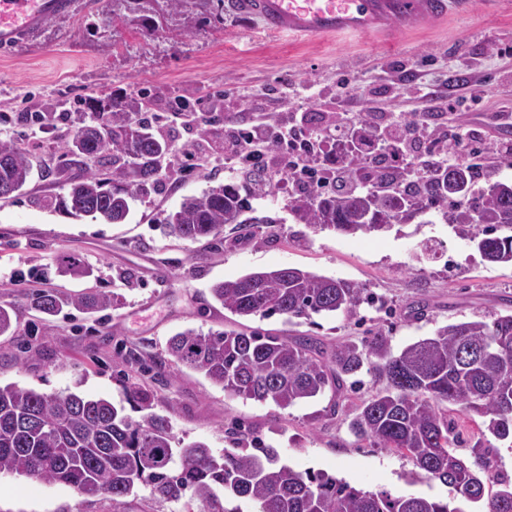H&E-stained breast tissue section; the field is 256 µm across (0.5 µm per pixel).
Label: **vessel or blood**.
Listing matches in <instances>:
<instances>
[{
  "label": "vessel or blood",
  "instance_id": "vessel-or-blood-1",
  "mask_svg": "<svg viewBox=\"0 0 512 512\" xmlns=\"http://www.w3.org/2000/svg\"><path fill=\"white\" fill-rule=\"evenodd\" d=\"M475 0H224L225 13L259 19L277 35L374 36L416 31L470 12ZM69 0H0V39L26 37L35 23L63 12Z\"/></svg>",
  "mask_w": 512,
  "mask_h": 512
}]
</instances>
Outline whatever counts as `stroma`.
<instances>
[{
    "label": "stroma",
    "instance_id": "stroma-1",
    "mask_svg": "<svg viewBox=\"0 0 512 512\" xmlns=\"http://www.w3.org/2000/svg\"><path fill=\"white\" fill-rule=\"evenodd\" d=\"M404 68L436 87L460 74L481 84L480 98L455 102L445 121L456 131H476L488 149L485 169L511 177L512 156L500 146L512 140V123L498 119L497 111L512 106V0L400 33L386 45L362 37L271 35L258 21L226 14L224 0L164 15L127 9L122 0H73L68 13L47 19L29 39L0 43V140L17 142L33 165L21 194L0 201V302L13 308V330L0 335V384L114 402L140 387L153 395L155 412L169 418L176 440L222 451L235 420L250 440L278 448L282 462L297 470H322L369 491L450 498L440 482L405 483L402 475L412 467L407 458L350 433L349 414L378 388L369 373H358L355 385L340 394L281 408L230 395L175 365L167 353L169 339L188 328H261L311 337L327 356L339 341L361 342L380 331L396 355L440 326L512 312V267L482 261L473 243L433 213L386 232H316L288 208L301 186L283 181L270 196L242 187L258 214L279 218L261 225L256 236L231 224L215 240L192 242L160 227L185 197L228 180L229 126L261 112L273 125L290 116L309 127L311 113L335 111L342 88L361 108L405 119L424 107V99L415 85L396 79L387 89L382 82ZM138 92L162 106L179 99L192 106L169 113L161 129L174 150L159 183L136 198L123 224L59 212L53 202L66 192L67 134L89 122L85 100ZM22 112L44 113L43 131L19 124ZM66 257L85 266L87 275L66 273ZM285 267L363 285L372 301L350 320L321 316L288 324L277 315L235 316L211 297L216 282ZM45 288L72 295L114 289L124 302L99 313L70 308L44 328L29 297ZM0 512L179 507L143 489L113 501L2 473Z\"/></svg>",
    "mask_w": 512,
    "mask_h": 512
}]
</instances>
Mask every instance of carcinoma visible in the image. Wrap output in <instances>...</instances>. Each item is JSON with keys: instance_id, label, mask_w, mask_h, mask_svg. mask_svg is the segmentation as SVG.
<instances>
[{"instance_id": "cac0c4a2", "label": "carcinoma", "mask_w": 512, "mask_h": 512, "mask_svg": "<svg viewBox=\"0 0 512 512\" xmlns=\"http://www.w3.org/2000/svg\"><path fill=\"white\" fill-rule=\"evenodd\" d=\"M154 100L130 96L88 102L91 122L74 130L67 153L98 158L101 168L86 167L66 179L58 210L71 216L93 215L122 224L130 201L158 180L171 151L152 115ZM252 181L274 192L277 172L261 161L248 168ZM473 163L448 171L451 181L429 171L419 173L417 190L356 193L315 191L291 203V212L316 230L371 233L417 213L435 211L474 243L482 260L512 266V178L489 184L471 202ZM32 165L12 141H0V198L21 191ZM258 215L238 185L229 180L199 196L184 199L162 224L168 235L189 241L217 238L226 224H279ZM224 309L248 318L274 315L291 324L314 315L353 318L366 300L365 289L348 280L299 268L255 271L211 287ZM122 294L84 295L44 290L31 295V307L47 322L64 309L92 312L121 304ZM311 338L288 339L259 329L176 333L167 352L173 361L203 374L225 392L281 408L315 398L326 388L338 393L345 378L368 366L382 383L352 413L350 431L376 448L409 459L403 479L439 481L470 503L485 502V512H512V483L485 495V482L456 453L454 428L445 405L459 407L467 419L481 420L473 453L512 443V313L439 327L433 336L391 353L387 338L376 333L358 345L342 341L329 360L316 356ZM135 420L123 405L74 392L42 393L17 384L0 385V473L69 486L84 496H128L140 488L166 502L200 505V512H464L451 501L393 495L356 488L324 471H299L280 463L278 449L255 445L239 427L228 429L232 447L216 453L203 442L176 444L169 421L154 412L152 396L130 391Z\"/></svg>"}]
</instances>
